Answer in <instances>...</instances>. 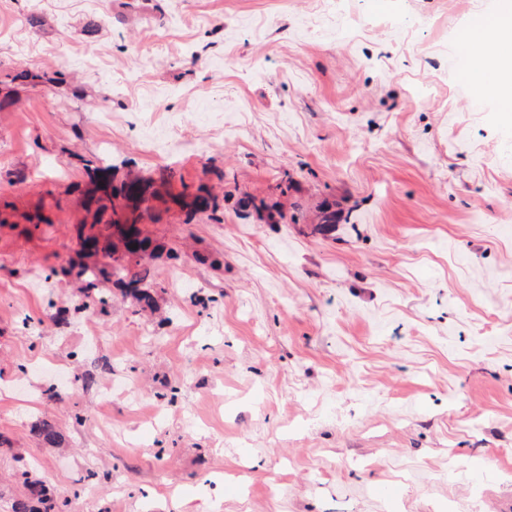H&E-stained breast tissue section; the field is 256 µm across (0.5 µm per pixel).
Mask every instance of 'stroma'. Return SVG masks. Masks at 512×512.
Segmentation results:
<instances>
[{"mask_svg": "<svg viewBox=\"0 0 512 512\" xmlns=\"http://www.w3.org/2000/svg\"><path fill=\"white\" fill-rule=\"evenodd\" d=\"M496 3L0 0V512L21 464L70 512H512V114L453 38ZM102 158L217 209L152 225L155 314L60 324Z\"/></svg>", "mask_w": 512, "mask_h": 512, "instance_id": "1", "label": "stroma"}]
</instances>
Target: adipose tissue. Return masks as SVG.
Returning <instances> with one entry per match:
<instances>
[{"mask_svg":"<svg viewBox=\"0 0 512 512\" xmlns=\"http://www.w3.org/2000/svg\"><path fill=\"white\" fill-rule=\"evenodd\" d=\"M459 40L471 54L472 83L481 85L485 75H493L501 111L512 112V0H502L484 25L464 29Z\"/></svg>","mask_w":512,"mask_h":512,"instance_id":"obj_1","label":"adipose tissue"}]
</instances>
